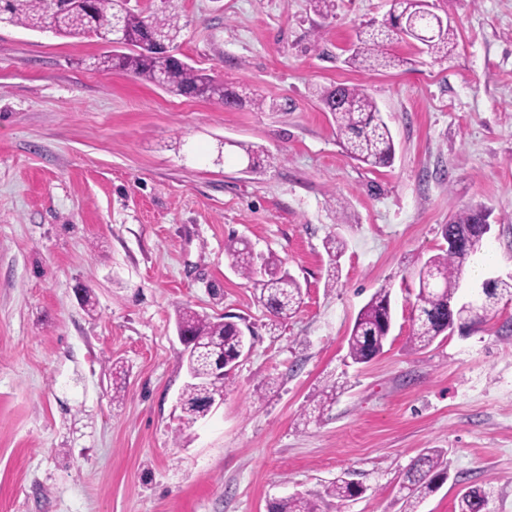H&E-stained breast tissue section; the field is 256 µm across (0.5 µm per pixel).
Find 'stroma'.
<instances>
[{"label": "stroma", "mask_w": 512, "mask_h": 512, "mask_svg": "<svg viewBox=\"0 0 512 512\" xmlns=\"http://www.w3.org/2000/svg\"><path fill=\"white\" fill-rule=\"evenodd\" d=\"M132 2L177 16L180 58L279 109L174 96L97 71L95 41L0 24V512H267L339 477L366 491L323 512H403L401 474L426 448L450 477L418 512H454L488 481L495 512H512V301L468 335L410 340L413 272L457 208L491 209V274L512 276V0H429L453 54L396 40L376 70L345 58L390 0H336L325 19L308 0ZM339 84L376 101L391 166L341 147L320 100ZM238 141L264 148L258 172ZM331 235L345 242L332 288ZM240 238L301 283L285 322L231 269ZM384 286V351L353 363L356 315ZM186 306L252 334L223 403L192 424Z\"/></svg>", "instance_id": "obj_1"}]
</instances>
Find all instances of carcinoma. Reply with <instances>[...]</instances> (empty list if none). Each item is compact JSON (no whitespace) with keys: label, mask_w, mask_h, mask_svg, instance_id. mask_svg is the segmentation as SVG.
Instances as JSON below:
<instances>
[{"label":"carcinoma","mask_w":512,"mask_h":512,"mask_svg":"<svg viewBox=\"0 0 512 512\" xmlns=\"http://www.w3.org/2000/svg\"><path fill=\"white\" fill-rule=\"evenodd\" d=\"M52 0H0V23L39 30L47 23L55 24V34L69 38L95 37L102 40L110 35L115 16H122L125 46L114 48L94 58V66L101 72L120 71L154 84L175 96L187 97L196 93L223 104L239 106L244 97L239 91L224 86L216 76L189 64L178 62L171 55L158 54L146 47V39L154 33L164 37L171 49H176L181 28L170 15H145L126 11L123 0H91V21H86L76 9L62 15L50 13ZM388 22L381 27L370 23L356 33L348 61L363 68L375 69L389 64L384 47L394 34H406L409 41L421 45V50L439 61L451 56L455 48V34L451 25H440V16L423 15L420 0H390ZM324 109L332 116L336 133L343 149L354 160L373 168L393 163L395 142L375 100L358 86L338 85L321 92ZM235 146L247 159L251 170L260 165L264 150L254 144L237 142ZM485 218L484 208L466 207L451 214L442 229L443 237L456 236L459 244L428 258L415 271L418 280L415 323L411 341L419 348L430 346L436 338L457 326L470 329L484 322L498 302L512 298V277L483 281L481 295L463 302L459 297L460 282L470 258L482 250L484 237L478 233ZM345 243L331 236L325 244L331 257L333 287L338 278L336 259ZM232 268L253 281L258 302L275 321L281 322L296 313L301 303L302 287L281 261L254 252L249 242L232 239L225 245ZM177 326L197 346L187 359L192 376L182 391V410L187 423H193L209 412L213 400L224 398L229 374L218 376L213 368L219 359L232 367L245 351L248 339L234 321L211 317L194 309H185ZM392 326L391 289H378L360 309L348 339V352L353 362L364 364L383 352ZM123 366L112 364V401L118 402L124 391ZM336 395V386L322 389L313 399V411L323 415ZM448 479V464L443 451L437 448L423 450L402 477L405 512H417L426 496ZM365 492L358 483L338 478L322 491L307 496H288L272 502L269 512H318V501L325 498L353 499ZM495 496L485 485L466 488L458 499L455 512H492Z\"/></svg>","instance_id":"1"}]
</instances>
